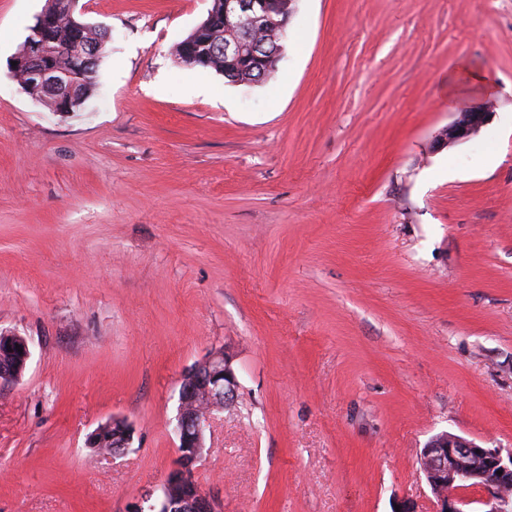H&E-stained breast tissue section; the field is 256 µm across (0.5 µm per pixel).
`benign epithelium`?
I'll return each instance as SVG.
<instances>
[{
	"instance_id": "benign-epithelium-1",
	"label": "benign epithelium",
	"mask_w": 512,
	"mask_h": 512,
	"mask_svg": "<svg viewBox=\"0 0 512 512\" xmlns=\"http://www.w3.org/2000/svg\"><path fill=\"white\" fill-rule=\"evenodd\" d=\"M78 0H47L26 39L23 55H16L11 78L27 92L40 93V101L54 112H72L85 96L77 74L96 63L95 41L108 27L81 21L75 12ZM294 0H222L192 31L180 53L186 63L209 65L215 59L209 46H220L224 68L220 74H237L239 68L266 74L283 52L281 34L289 22L286 7ZM70 22L72 34L62 48L69 65L61 69L53 57L57 51L55 29L59 19ZM493 106L463 110L435 135L434 145L447 147L477 135L490 122ZM239 382L233 357L224 348L186 371L180 381L173 432L177 458L169 470L158 509L151 512H224L215 497L197 486L195 465L206 448V431L219 414L235 405ZM133 431L122 418H112V456L130 448ZM417 463L433 498V512H468L472 502L482 512H512V450L486 448L475 440L442 432L420 450ZM478 493L471 500L467 492Z\"/></svg>"
}]
</instances>
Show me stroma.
Returning <instances> with one entry per match:
<instances>
[{
  "label": "stroma",
  "instance_id": "obj_1",
  "mask_svg": "<svg viewBox=\"0 0 512 512\" xmlns=\"http://www.w3.org/2000/svg\"><path fill=\"white\" fill-rule=\"evenodd\" d=\"M45 4L0 0V512H147L219 347L224 512H432L433 435L512 449V0H295L257 85L174 58L212 0H79L111 37L69 113L9 76ZM493 114L491 105L456 112L453 121L435 135L433 144L440 148L469 139L477 135L490 122ZM94 440L92 435L87 442L89 445H95L94 449L112 453V456H119L130 448L133 440V431L129 423L122 418H112V424L105 423L99 426L95 431ZM93 440V445L91 444Z\"/></svg>",
  "mask_w": 512,
  "mask_h": 512
}]
</instances>
